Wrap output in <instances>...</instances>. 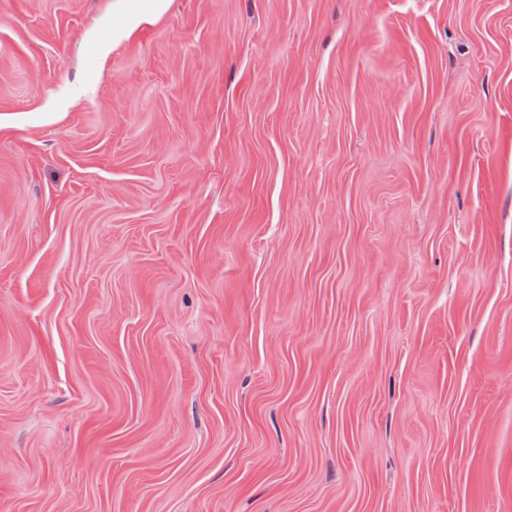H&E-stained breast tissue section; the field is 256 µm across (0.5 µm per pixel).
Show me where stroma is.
Returning a JSON list of instances; mask_svg holds the SVG:
<instances>
[{"instance_id":"stroma-1","label":"stroma","mask_w":512,"mask_h":512,"mask_svg":"<svg viewBox=\"0 0 512 512\" xmlns=\"http://www.w3.org/2000/svg\"><path fill=\"white\" fill-rule=\"evenodd\" d=\"M0 0V512H512V0ZM128 1L126 13L112 27V42L129 40L138 27L146 21L160 17L171 0H124Z\"/></svg>"}]
</instances>
